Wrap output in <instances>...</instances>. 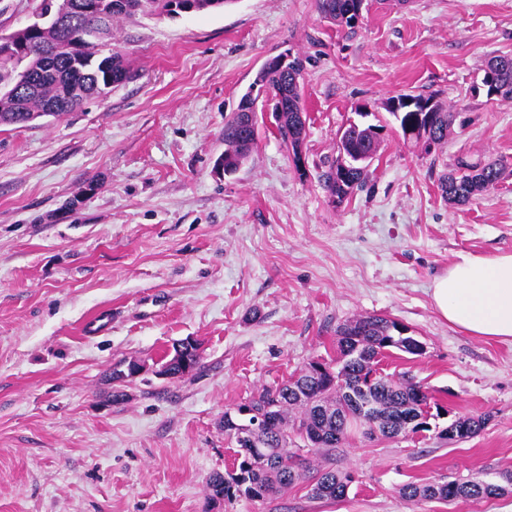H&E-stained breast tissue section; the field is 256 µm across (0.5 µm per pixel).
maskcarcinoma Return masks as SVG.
<instances>
[{
  "label": "carcinoma",
  "instance_id": "1",
  "mask_svg": "<svg viewBox=\"0 0 512 512\" xmlns=\"http://www.w3.org/2000/svg\"><path fill=\"white\" fill-rule=\"evenodd\" d=\"M349 0H317V9L324 19L338 28L354 29L360 21L347 15ZM171 0H113L111 22L134 17L138 13L157 17L171 14ZM63 54L47 50L44 54L27 56L14 52L0 55V85L14 83L26 73L38 77V86L21 96L11 107L5 125L24 126L32 112L42 111L45 104L58 98L60 89L75 86L68 106L55 116L73 112L89 101L83 92L86 85L105 80V71L89 69V74L72 76ZM303 59L296 57L284 69L277 60L268 62L256 79L277 91L282 105V121L278 133L291 143L293 156L307 136V115L303 107L301 85ZM130 78L124 57L112 53V85ZM481 85L489 86L501 101H512V57L495 56L484 68ZM417 102L430 105L425 112H411L406 106L389 110L400 130L420 126L428 133L436 148L448 141V130L454 120L451 109L432 97L412 96ZM362 120L351 121L337 144L336 156L326 162L318 180L323 189L340 204L362 187L369 160L376 155L383 141L384 126L364 122L369 113L361 110ZM257 123L247 113L237 112L224 122V167L236 173L251 157L257 144ZM504 170L501 163L457 161L453 170L439 179L444 198L451 204H465L473 197L488 193L498 186ZM403 326L388 317L370 316L345 323L337 329V357L333 371L318 374L313 363L281 383L262 388L248 405L265 425L246 444L231 437L237 447L235 468L216 473L209 480L211 498L221 497L230 504L239 498L264 499L288 490L301 481L311 482V495L316 499L340 500L347 496L353 476L334 467L315 469L301 449L288 447V442L304 436L313 440L314 450L334 452L348 443L352 429L348 415L362 412L369 416L378 435L395 439L406 431L408 418L427 419L429 396L423 386L404 372L397 378L382 375L377 365L387 348L420 356L423 343L408 335L400 336ZM441 498L447 502L481 500L500 496L499 484L490 480H472L461 476H439ZM431 483L406 484L400 489L403 497L427 500Z\"/></svg>",
  "mask_w": 512,
  "mask_h": 512
}]
</instances>
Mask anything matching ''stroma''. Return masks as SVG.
I'll use <instances>...</instances> for the list:
<instances>
[{
    "mask_svg": "<svg viewBox=\"0 0 512 512\" xmlns=\"http://www.w3.org/2000/svg\"><path fill=\"white\" fill-rule=\"evenodd\" d=\"M106 49L131 77L105 99L0 126V512H512V493L452 505L400 494L512 471V342L451 327L431 300L458 254L512 252V102L479 87L489 57H512V0L375 2L353 33L315 0H235L119 22ZM286 52L307 58L303 168L264 125L250 160L219 173L225 120ZM402 93L453 108L441 149L404 142L385 107ZM360 105L385 140L365 186L335 204L318 175ZM461 156L506 170L451 205L439 178ZM100 313L107 330L88 332ZM373 315L424 343L379 370L410 373L446 407L435 429L351 438L335 460L355 476L340 501L304 483L210 501V477L236 457L225 411L335 358L337 328ZM188 337L201 369L157 377ZM122 360L146 369L113 381ZM485 413L472 438L436 436Z\"/></svg>",
    "mask_w": 512,
    "mask_h": 512,
    "instance_id": "1",
    "label": "stroma"
}]
</instances>
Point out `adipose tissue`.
<instances>
[{"mask_svg": "<svg viewBox=\"0 0 512 512\" xmlns=\"http://www.w3.org/2000/svg\"><path fill=\"white\" fill-rule=\"evenodd\" d=\"M431 295L451 326L481 338L512 340V253L459 255L435 279Z\"/></svg>", "mask_w": 512, "mask_h": 512, "instance_id": "adipose-tissue-1", "label": "adipose tissue"}]
</instances>
